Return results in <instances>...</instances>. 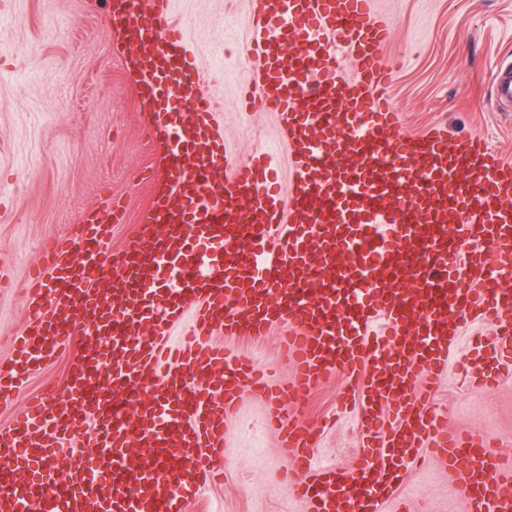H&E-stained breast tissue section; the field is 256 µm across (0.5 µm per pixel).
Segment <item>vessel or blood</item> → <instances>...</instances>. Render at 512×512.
Returning a JSON list of instances; mask_svg holds the SVG:
<instances>
[{
    "mask_svg": "<svg viewBox=\"0 0 512 512\" xmlns=\"http://www.w3.org/2000/svg\"><path fill=\"white\" fill-rule=\"evenodd\" d=\"M254 3V51L275 91L260 107L279 118L293 158L284 195L265 189L262 163L231 162L211 100L170 117L201 82L170 0H109L101 23L124 31L163 172L143 232L111 274L100 255L124 215L108 199L47 250L23 290L30 321L0 367L1 398L21 392L76 326L106 343L72 362L66 404L42 394L0 427V512H32L48 461L88 417L92 452L72 454L53 494L63 512H185L222 468L224 422L246 389L265 397L309 512H379L426 448L447 460L466 512H512V470L485 458L481 439L449 430L430 392L461 337L458 315L494 322L512 351V290L488 276L494 254L512 250V162L480 136L403 133L385 96L390 23L372 0ZM331 36L354 75L331 54ZM277 324L293 369L284 385L211 339L217 326L259 337ZM185 326L192 341L175 343L172 330ZM499 365L493 349L471 369L494 381ZM339 366L365 438L384 440L388 484L362 462L317 464L320 430L294 411ZM211 369L219 394L187 392ZM132 445L136 466L117 469Z\"/></svg>",
    "mask_w": 512,
    "mask_h": 512,
    "instance_id": "vessel-or-blood-1",
    "label": "vessel or blood"
}]
</instances>
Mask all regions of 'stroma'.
<instances>
[{
    "mask_svg": "<svg viewBox=\"0 0 512 512\" xmlns=\"http://www.w3.org/2000/svg\"><path fill=\"white\" fill-rule=\"evenodd\" d=\"M252 7V0L172 3L189 60L205 79L200 91L221 114L231 160L248 164L262 151L274 152L268 186L284 194L293 167L282 128L274 113L241 107L245 89L269 91L258 82ZM102 9L101 0H0V263L9 273L0 285V365L13 358L12 341L29 319L22 293L45 247L68 238L110 195L125 208L105 253L106 265H113L138 234L152 196L143 172L162 169L163 150L146 133L149 114L123 65L124 40L102 27ZM374 9L391 26L386 94L404 133L439 125L455 137L479 135L512 161V101L499 100L494 84L500 64H512V0H375ZM461 325L462 339L436 382L439 409L449 427L485 439L489 459L512 463V377L489 387L462 378L472 340L495 344L497 330L467 317ZM281 334L277 327L260 338L228 339L218 329L213 338L279 385L292 374ZM102 345L97 337H71L20 394L0 400V425L22 415L44 388L63 385L71 361ZM345 385L343 373L325 377L301 408L323 429L319 460L348 467L362 457L377 464L376 450L363 446L357 411L340 407ZM223 452L225 478L203 487L187 512H309L306 500L288 488L279 432L254 393H241L225 422ZM400 494L419 512L465 509L441 458L411 465Z\"/></svg>",
    "mask_w": 512,
    "mask_h": 512,
    "instance_id": "stroma-1",
    "label": "stroma"
}]
</instances>
